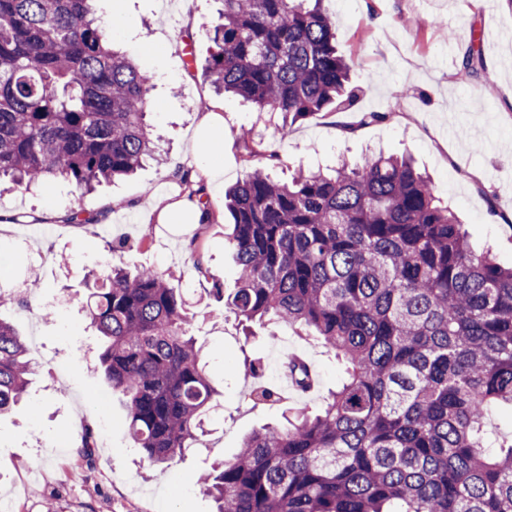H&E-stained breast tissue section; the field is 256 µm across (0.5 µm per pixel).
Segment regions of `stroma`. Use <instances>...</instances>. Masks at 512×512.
<instances>
[{
	"mask_svg": "<svg viewBox=\"0 0 512 512\" xmlns=\"http://www.w3.org/2000/svg\"><path fill=\"white\" fill-rule=\"evenodd\" d=\"M324 0L336 22V46L353 55L351 109L341 117L322 112L276 133V118L254 111L241 98L214 91L205 76L204 31L218 17L221 0H100L115 21L114 44L155 76L147 115L160 162L148 161L128 178L90 193L56 181L38 190L0 187V255L13 271L19 294L38 282L37 303L48 316L19 306L5 312L26 337L42 341V357L29 398L0 416V496L17 500V512H213L199 478L213 462L237 453L242 438L277 420L280 409L246 400L260 383L285 385L276 349L306 359L316 373L307 395L286 393L287 405L320 406L343 378V367L312 340L273 323L253 326L244 339L234 315L208 319L219 302L209 295L212 278L236 286V264L227 236L232 218L207 226L161 224L148 199L178 195L182 157L201 113L224 116V183L246 168L237 141L251 127L283 157L274 174L285 181L298 168H330L383 151L411 155L432 178L438 196L466 224L475 249H491L512 266V6L506 0ZM480 35L485 68L479 79L458 69L461 38ZM366 112L385 120L362 123ZM72 207L99 215L95 225L67 224ZM151 233L152 244L142 243ZM212 273L198 276L194 256ZM169 273L175 287L202 313L193 333L212 357L214 381L224 389V412L210 424V446L192 449L169 468L149 466L132 452L125 408L110 398L99 367L100 338L84 316L87 276L108 261ZM260 357L264 371L242 370L244 355ZM99 438L89 466L75 453L86 434Z\"/></svg>",
	"mask_w": 512,
	"mask_h": 512,
	"instance_id": "1",
	"label": "stroma"
}]
</instances>
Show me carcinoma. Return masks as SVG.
I'll use <instances>...</instances> for the list:
<instances>
[{
    "label": "carcinoma",
    "mask_w": 512,
    "mask_h": 512,
    "mask_svg": "<svg viewBox=\"0 0 512 512\" xmlns=\"http://www.w3.org/2000/svg\"><path fill=\"white\" fill-rule=\"evenodd\" d=\"M91 2L0 0V179L90 190L153 154V76L112 48ZM305 2L223 0L205 30L213 86L294 123L344 109L355 60L338 52L321 0ZM460 68L479 77L475 44ZM238 142L249 169L225 195L238 283L227 294L216 279L210 295L242 323L315 337L345 376L318 409L286 408L203 475L215 512H512V435L487 443L490 414L512 407V267L474 251L407 157L286 183L269 174L281 157L265 139L244 129ZM96 283L85 310L131 447L152 466L208 447L220 392L182 289L117 264ZM36 368L0 317V414ZM286 368L308 385L307 365ZM249 401L281 396L259 385Z\"/></svg>",
    "instance_id": "1"
}]
</instances>
